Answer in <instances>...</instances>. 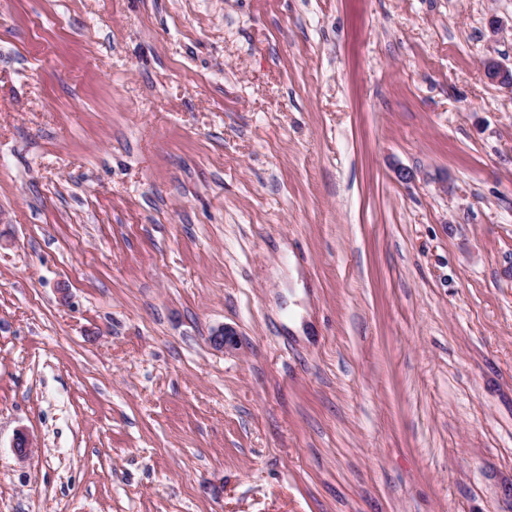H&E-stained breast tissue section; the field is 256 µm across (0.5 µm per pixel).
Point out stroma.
<instances>
[{"label":"stroma","mask_w":512,"mask_h":512,"mask_svg":"<svg viewBox=\"0 0 512 512\" xmlns=\"http://www.w3.org/2000/svg\"><path fill=\"white\" fill-rule=\"evenodd\" d=\"M487 56L512 0H0V512H512Z\"/></svg>","instance_id":"obj_1"}]
</instances>
